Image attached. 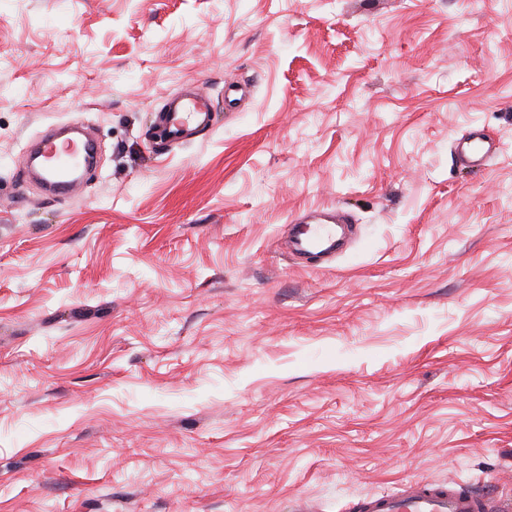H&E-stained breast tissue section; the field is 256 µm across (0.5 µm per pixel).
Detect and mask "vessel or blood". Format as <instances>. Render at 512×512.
I'll return each instance as SVG.
<instances>
[{
	"label": "vessel or blood",
	"mask_w": 512,
	"mask_h": 512,
	"mask_svg": "<svg viewBox=\"0 0 512 512\" xmlns=\"http://www.w3.org/2000/svg\"><path fill=\"white\" fill-rule=\"evenodd\" d=\"M218 114L212 98L202 89H190L169 97L156 112L153 141L159 146L187 144L210 132ZM43 167L41 180L52 191L76 186L91 168L94 152L90 141L45 138L40 144ZM458 161L474 170L482 169L496 153L494 140L481 127H471L455 141ZM346 213L329 209L324 219H294L283 247L292 259L315 258L328 262L345 248L337 229L347 223ZM347 512H512V499H490L472 491L435 488L415 482L402 489L384 490L350 504Z\"/></svg>",
	"instance_id": "1"
}]
</instances>
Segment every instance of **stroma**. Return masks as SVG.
Masks as SVG:
<instances>
[{"label": "stroma", "instance_id": "stroma-1", "mask_svg": "<svg viewBox=\"0 0 512 512\" xmlns=\"http://www.w3.org/2000/svg\"><path fill=\"white\" fill-rule=\"evenodd\" d=\"M214 132L161 157L190 87ZM95 133L71 196L22 186ZM472 126L503 150L461 168ZM347 212L316 269L291 218ZM512 496V0H0V512ZM217 119L212 98L202 89H188L169 97L155 112L153 141L158 146L190 143L213 130Z\"/></svg>", "mask_w": 512, "mask_h": 512}]
</instances>
